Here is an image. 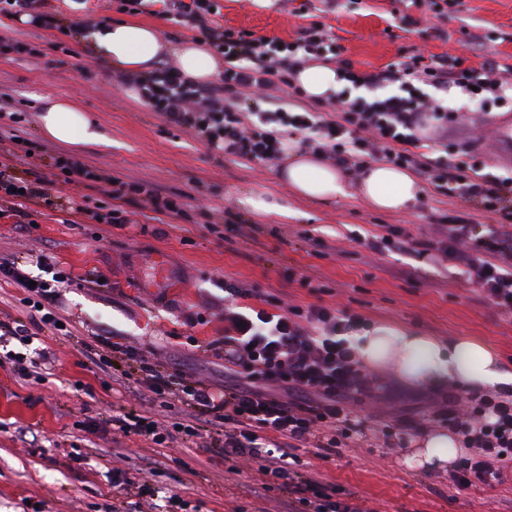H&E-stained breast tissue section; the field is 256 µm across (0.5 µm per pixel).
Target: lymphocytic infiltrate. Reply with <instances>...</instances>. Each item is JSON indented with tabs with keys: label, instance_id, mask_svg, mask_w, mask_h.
<instances>
[{
	"label": "lymphocytic infiltrate",
	"instance_id": "lymphocytic-infiltrate-1",
	"mask_svg": "<svg viewBox=\"0 0 512 512\" xmlns=\"http://www.w3.org/2000/svg\"><path fill=\"white\" fill-rule=\"evenodd\" d=\"M117 11L133 13L159 6L166 21L194 31L224 59L218 82L193 83L174 64L156 66L146 74L125 73L120 80L135 93L139 104L194 135L207 146L253 164L281 159L287 137L319 152L334 163L361 169L370 162H385L423 174L442 194L456 196L477 210L498 216L496 224L478 229L474 224H439L433 236L412 239L398 229L372 241V249L437 252L443 260L463 266L470 285L499 312L512 315V174L482 173L475 150L441 149L430 155L419 149V129L425 123L444 130L452 115L430 89L457 88L471 101L485 97L512 104V71L477 69L458 56L430 59L413 56L381 70H358L340 57V47L321 23L301 28L296 39L258 36L224 26L220 0H112ZM0 15L26 18L41 29L60 26L50 0H0ZM332 62L347 87L364 88L362 96L339 103L337 118H325L309 104L295 82L297 66ZM396 92H389V85ZM13 162L0 161V200L16 208L26 202H50L55 181L42 173L33 180L16 177L15 168L27 164L32 144L21 140ZM64 181L99 184L101 199L77 207L76 215L96 224L129 223L126 202L146 198L153 212L185 216V204L138 182H124L91 170L82 161L64 155L54 158ZM45 278L30 279L12 263L0 264V276L26 289L23 303L45 325L59 317L58 285L69 274L44 263ZM352 314L325 306L280 305L251 313L224 310V335L209 347L223 351L233 384L218 390L201 378L167 370L150 362L133 346L98 338L96 366L111 358L126 357L137 365L136 382L161 407L183 405L179 421H159L128 412L113 417V425L127 436L163 446L179 436L202 438L204 432L224 437V459L230 472L256 467L262 490L273 485L288 488L295 500L290 512H365L354 495L334 499L326 485L289 460L293 448L311 447L316 457L338 455L342 440L355 431L350 419L352 402L361 400L376 385L362 371V363L349 334L360 326ZM429 413L401 419L397 430L419 432L435 423L464 438L470 456L448 473L452 487L462 490L473 483L491 485L504 480L512 468V393L497 391L460 393L453 387L433 392Z\"/></svg>",
	"mask_w": 512,
	"mask_h": 512
}]
</instances>
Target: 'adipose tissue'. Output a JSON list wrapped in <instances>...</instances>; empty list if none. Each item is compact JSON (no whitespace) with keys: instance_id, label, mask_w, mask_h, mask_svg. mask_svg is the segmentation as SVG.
<instances>
[{"instance_id":"adipose-tissue-1","label":"adipose tissue","mask_w":512,"mask_h":512,"mask_svg":"<svg viewBox=\"0 0 512 512\" xmlns=\"http://www.w3.org/2000/svg\"><path fill=\"white\" fill-rule=\"evenodd\" d=\"M96 55L110 65L132 72L152 70L163 54H171L189 78L207 82L217 71V62L207 47L184 42L166 47L158 28L139 21H115L87 34ZM44 136L77 147L105 143L95 121L64 98L48 99L41 114ZM287 160L279 178L299 197L329 202L346 196L348 175L324 162L320 156L290 143ZM359 194L375 209L394 213L406 210L421 194V187L408 170L389 164L368 167L358 182ZM355 343L364 364L373 369L392 368L408 384L458 383L474 390L512 389V372L505 371L490 344L475 338L446 342L390 323H379L355 334ZM460 453L453 435L430 434L414 449L407 462L414 468L449 467Z\"/></svg>"}]
</instances>
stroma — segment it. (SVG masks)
I'll return each instance as SVG.
<instances>
[{
	"label": "stroma",
	"mask_w": 512,
	"mask_h": 512,
	"mask_svg": "<svg viewBox=\"0 0 512 512\" xmlns=\"http://www.w3.org/2000/svg\"><path fill=\"white\" fill-rule=\"evenodd\" d=\"M222 2L225 26L287 41L308 21L322 23L342 59L359 70L443 53L475 67L489 62L512 69V0H465L464 9L452 5L440 16L423 0H312L305 17L297 0ZM1 34L42 51L38 57H0V94L11 97L20 117L14 130L39 146L42 164L52 155L75 153L112 177L182 196L186 215L164 224L140 204L122 226L68 223L71 207L99 196L84 182L59 185L57 208L28 203L24 224L11 202H0V263L36 276V258L43 255L68 272L59 315L72 333L50 340L55 358L39 380L14 372L5 353L21 346L0 339V512H130L129 498L112 486L113 469L129 458L166 463L150 478L157 489L152 512H163L172 493L190 500L197 512H284L287 492L272 491L266 500L252 496L250 488L260 480L256 471L225 473L223 439L206 449L182 440L163 448L114 429L113 416L129 410L157 419L162 412L135 384L99 371L81 349L91 337L109 336L223 389L224 359L205 346L224 334L228 282L273 301L333 307L372 324L392 322L446 340L478 338L493 345L504 369L512 371V317L498 314L459 271L428 255L375 252L366 245L391 226L417 237L431 224H484L483 212L428 186L406 213L375 210L355 194L327 204L301 199L278 180L277 165L242 164L140 106L118 82V68L79 39L3 16ZM48 98L72 100L93 114L106 143L72 151L45 138L39 116ZM448 106L460 113L448 125L449 148L482 138L486 171L512 172V143L500 135L512 128V107L491 99L474 105L454 88ZM250 194L288 207L291 217L249 211L242 199ZM233 224L242 226V234L230 232ZM160 253L171 279L144 287ZM377 375L394 383V393L355 405L362 431L340 456L325 461L312 449H297L308 470L355 492L368 512H512V478L459 492L449 488L447 471L407 464L413 441L384 447L375 424L421 410L424 389L397 382L390 368Z\"/></svg>",
	"instance_id": "obj_1"
}]
</instances>
